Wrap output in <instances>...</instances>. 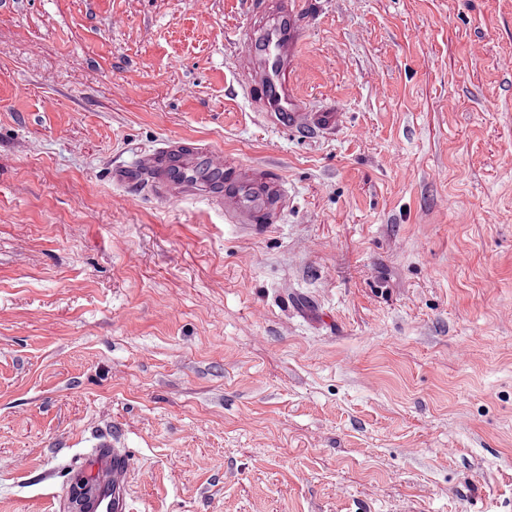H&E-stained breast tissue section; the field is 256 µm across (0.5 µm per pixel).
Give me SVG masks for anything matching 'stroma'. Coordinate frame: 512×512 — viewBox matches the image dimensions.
<instances>
[{
  "mask_svg": "<svg viewBox=\"0 0 512 512\" xmlns=\"http://www.w3.org/2000/svg\"><path fill=\"white\" fill-rule=\"evenodd\" d=\"M250 0H0V512H512V0H316L288 135ZM170 139L278 168L252 235L109 205ZM129 459L117 448H98L93 459L95 484L91 496L85 500L87 512H130L126 490Z\"/></svg>",
  "mask_w": 512,
  "mask_h": 512,
  "instance_id": "1",
  "label": "stroma"
}]
</instances>
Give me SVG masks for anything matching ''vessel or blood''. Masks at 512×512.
Here are the masks:
<instances>
[{
    "instance_id": "vessel-or-blood-1",
    "label": "vessel or blood",
    "mask_w": 512,
    "mask_h": 512,
    "mask_svg": "<svg viewBox=\"0 0 512 512\" xmlns=\"http://www.w3.org/2000/svg\"><path fill=\"white\" fill-rule=\"evenodd\" d=\"M307 10L306 0H251L252 22L240 33L232 58L248 97L260 104L267 119L296 132L336 125L335 113L309 111L295 87L294 77L303 63L299 33ZM132 170L166 205L176 207L203 196L256 235L278 223L286 201L282 174L230 159L206 144L167 142L140 155ZM128 462L126 453L117 449H98L86 512H131Z\"/></svg>"
}]
</instances>
